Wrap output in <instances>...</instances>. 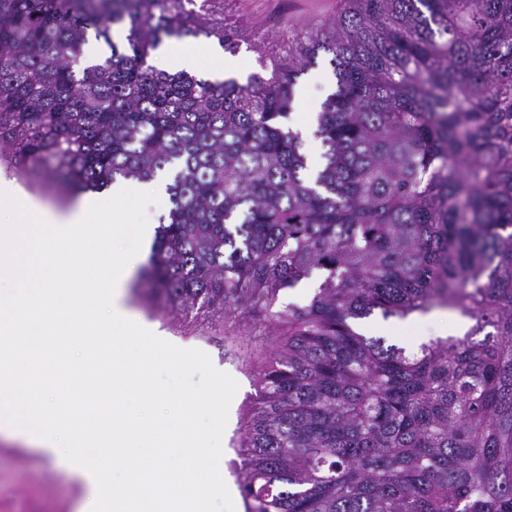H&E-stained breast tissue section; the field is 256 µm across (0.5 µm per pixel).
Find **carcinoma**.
Returning a JSON list of instances; mask_svg holds the SVG:
<instances>
[{
  "instance_id": "cac0c4a2",
  "label": "carcinoma",
  "mask_w": 512,
  "mask_h": 512,
  "mask_svg": "<svg viewBox=\"0 0 512 512\" xmlns=\"http://www.w3.org/2000/svg\"><path fill=\"white\" fill-rule=\"evenodd\" d=\"M91 31L111 55L79 69ZM282 36L251 44L269 74L212 82L147 58L237 52L224 0H0V166L72 197L168 176L140 278L250 376L245 512H512V0H345ZM322 54L312 172L285 120ZM438 306L465 336L362 332ZM364 334L367 336H385L391 343L417 347L420 343L436 338V334L426 325L417 328L410 327L407 321L396 318L383 320L375 315L365 320Z\"/></svg>"
}]
</instances>
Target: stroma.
<instances>
[{"label":"stroma","mask_w":512,"mask_h":512,"mask_svg":"<svg viewBox=\"0 0 512 512\" xmlns=\"http://www.w3.org/2000/svg\"><path fill=\"white\" fill-rule=\"evenodd\" d=\"M343 4L344 0H224V22L247 32L262 29L274 40L283 30L322 23L336 15ZM333 88L334 79L327 66H318L301 76L294 88L290 124L320 112ZM125 305L138 325L177 347L201 350L216 370L237 382L225 428L226 433H233L239 425L247 396L253 391L246 374L222 361L217 347L169 329L133 298H126ZM364 332L412 347L433 337L427 326L413 328L407 322L395 318L385 320L378 315L366 320ZM81 497L80 486L62 465L47 460L33 447L0 435V512H78Z\"/></svg>","instance_id":"obj_1"}]
</instances>
